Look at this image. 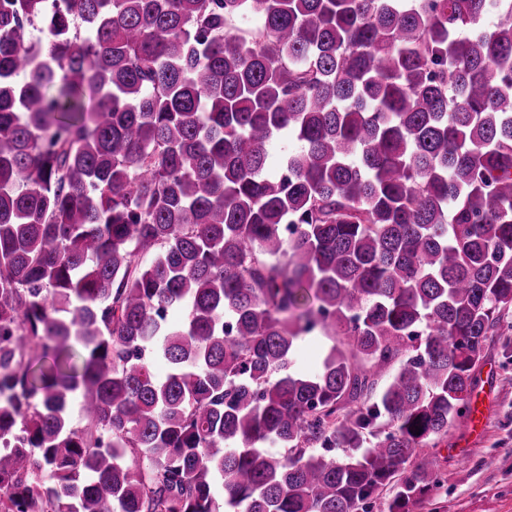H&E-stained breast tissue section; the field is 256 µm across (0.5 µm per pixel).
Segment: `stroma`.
Returning <instances> with one entry per match:
<instances>
[{
	"label": "stroma",
	"instance_id": "35a3bbf8",
	"mask_svg": "<svg viewBox=\"0 0 512 512\" xmlns=\"http://www.w3.org/2000/svg\"><path fill=\"white\" fill-rule=\"evenodd\" d=\"M476 392L491 402L483 431L449 428L435 449L444 487L415 512H512V331L490 341ZM492 454L496 466L485 467Z\"/></svg>",
	"mask_w": 512,
	"mask_h": 512
}]
</instances>
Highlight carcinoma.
I'll return each instance as SVG.
<instances>
[{
    "instance_id": "1",
    "label": "carcinoma",
    "mask_w": 512,
    "mask_h": 512,
    "mask_svg": "<svg viewBox=\"0 0 512 512\" xmlns=\"http://www.w3.org/2000/svg\"><path fill=\"white\" fill-rule=\"evenodd\" d=\"M511 308L512 0H0V512H409ZM324 339L319 336H304L299 339L294 356V368L312 372L317 367V357Z\"/></svg>"
}]
</instances>
